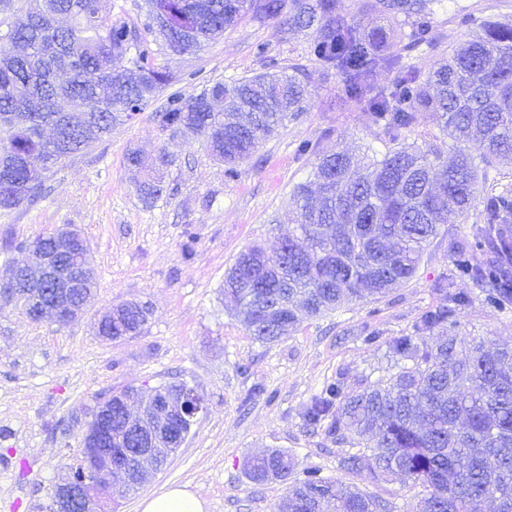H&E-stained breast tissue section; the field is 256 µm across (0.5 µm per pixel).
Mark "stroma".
I'll return each instance as SVG.
<instances>
[{
    "mask_svg": "<svg viewBox=\"0 0 512 512\" xmlns=\"http://www.w3.org/2000/svg\"><path fill=\"white\" fill-rule=\"evenodd\" d=\"M487 2L444 0L436 25L445 46L472 34L459 21L463 15L512 24V0L491 10ZM308 40L303 33L283 35L273 22L246 21L196 53L166 59L186 94L260 72L261 45L280 66L302 68L303 112L259 145L237 177L225 176L202 138L174 139L161 130L155 114L167 100L162 94L48 173L34 203L0 210V283L28 260L13 242L66 227L84 237L98 281L86 309L66 324L30 321L18 305L0 301V512H51L53 487L78 446L87 409L113 391L146 395L172 381L187 382L206 409L166 467L120 498L115 512H140L143 498L172 485L199 495L205 512H273L286 483H256L244 470L247 458L272 449L292 456L294 477L315 468L380 495L389 512H411L415 489L344 471L346 445L306 425L304 406L326 382L337 379L357 392L393 373L388 341L437 305L444 279L472 295L456 312L459 336L512 342V311L487 304L471 283L454 279L448 236L460 226L448 223L416 276L386 297L303 319L275 342L249 335L224 296V275L236 256L252 245L275 249L292 234L284 214L294 187L310 179L317 153L341 148L360 160L385 151L366 112L348 100L342 77H324ZM303 142L312 153L298 154ZM132 150L149 161L168 154L154 201L139 191L143 171L125 161ZM189 230L197 242L186 259L181 245ZM131 300L152 310L142 331L117 341L98 337L100 315ZM370 328L377 341H367Z\"/></svg>",
    "mask_w": 512,
    "mask_h": 512,
    "instance_id": "obj_1",
    "label": "stroma"
}]
</instances>
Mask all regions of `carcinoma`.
Masks as SVG:
<instances>
[{
    "label": "carcinoma",
    "mask_w": 512,
    "mask_h": 512,
    "mask_svg": "<svg viewBox=\"0 0 512 512\" xmlns=\"http://www.w3.org/2000/svg\"><path fill=\"white\" fill-rule=\"evenodd\" d=\"M98 0H28L24 15L34 19L40 37L25 23L0 36L24 41L25 64H0V113L21 112L31 98L44 110L28 125L0 124L7 142L0 156L62 165L67 155L44 136L65 112L95 95L101 107L89 114L90 133H77L80 151L112 133L120 114L139 112L173 76L160 63L171 51L153 25L163 14L176 45L197 51L243 21L278 22L283 32H311L309 53L326 75L343 78L347 97L368 112L386 138L385 152L361 173L341 151L318 157L317 197L307 184L292 194L298 234L269 254L251 246L241 251L224 277V294L240 307L242 322L254 339L273 342L301 319L334 311L345 303L384 297L396 284L412 279L438 225L448 217L465 218L479 210L472 233L448 242L457 277L471 281L484 300L512 307V192L479 188V173L512 162V27L486 18L479 30L426 68L416 53L429 54L442 43L434 25L440 0H376L383 23L366 30L339 0H144V19L104 18ZM70 12L77 58L60 72L39 66L58 40L56 13ZM400 28L401 46L392 43ZM263 71L230 84L216 82L198 94L173 92L160 127L173 134L204 138L208 153L224 162L226 173L302 111L307 88L297 67L277 68L258 48ZM389 71L387 86L373 77ZM224 99V111L212 101ZM436 115L441 131L457 143L455 160L441 168L440 153L403 143L424 114ZM469 140L483 147L478 166L462 148ZM25 186L21 198L0 193V209L37 199L43 181L27 165L0 171ZM485 260L472 263V253ZM440 302L425 311L409 334L388 342L397 371L357 393L341 382L327 384L303 411L311 425H326L327 435L355 451L343 458L349 471H365L374 483L401 477L421 488L415 512H471L490 500L496 512H512V345L493 347L471 339L457 353L454 312L471 303L468 294L441 284ZM150 309L137 301L117 304L110 327L140 331ZM436 333L430 346L418 339ZM411 365H405V362ZM124 392L111 394L112 432L126 436L118 412ZM254 482H288L276 512H384L385 501L340 481L309 473L289 481L294 461L274 449L245 463Z\"/></svg>",
    "instance_id": "carcinoma-1"
}]
</instances>
